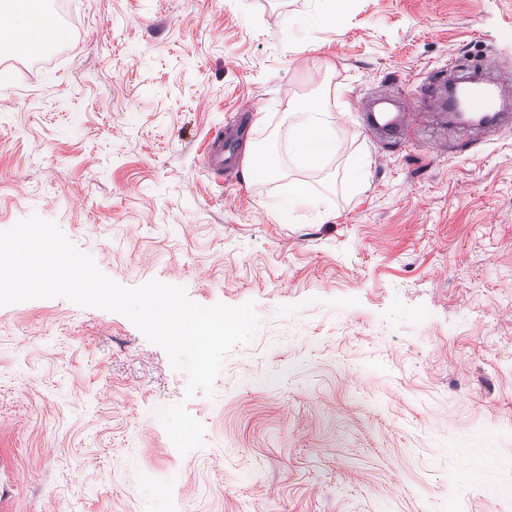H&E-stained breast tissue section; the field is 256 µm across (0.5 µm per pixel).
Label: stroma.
Wrapping results in <instances>:
<instances>
[{"mask_svg": "<svg viewBox=\"0 0 512 512\" xmlns=\"http://www.w3.org/2000/svg\"><path fill=\"white\" fill-rule=\"evenodd\" d=\"M69 43L0 51V231L37 215L134 288L254 302L212 394L125 316L0 306V512H512V126L364 131L432 71L494 60L512 0H63ZM328 101L335 157L283 112ZM277 174L204 151L239 107ZM320 207L273 209L292 182ZM205 427L180 455L157 413ZM362 115L366 118L364 123L366 131L373 137L378 134L387 138L399 137L400 130L384 117H377L373 112H364Z\"/></svg>", "mask_w": 512, "mask_h": 512, "instance_id": "obj_1", "label": "stroma"}]
</instances>
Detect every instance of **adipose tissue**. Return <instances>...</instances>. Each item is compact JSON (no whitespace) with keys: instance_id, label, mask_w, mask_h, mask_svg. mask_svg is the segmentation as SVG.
<instances>
[{"instance_id":"adipose-tissue-1","label":"adipose tissue","mask_w":512,"mask_h":512,"mask_svg":"<svg viewBox=\"0 0 512 512\" xmlns=\"http://www.w3.org/2000/svg\"><path fill=\"white\" fill-rule=\"evenodd\" d=\"M32 0H6L5 12L13 20L11 29L22 45L38 46L57 26L55 16L31 7ZM327 105L314 97L286 114L289 136L301 159L312 166L335 156L336 139L331 133Z\"/></svg>"}]
</instances>
